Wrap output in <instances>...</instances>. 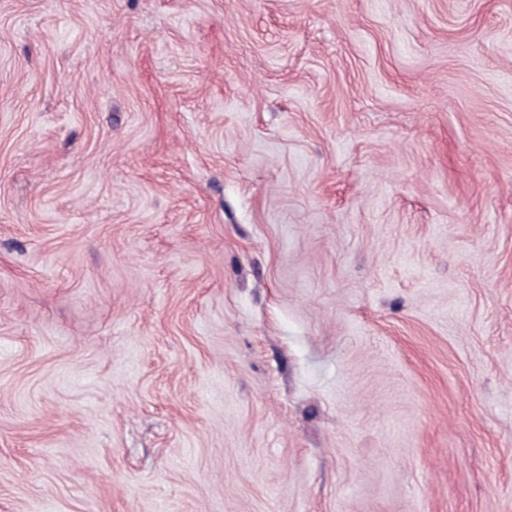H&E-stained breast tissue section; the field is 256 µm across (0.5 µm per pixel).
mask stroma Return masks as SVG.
<instances>
[{
	"mask_svg": "<svg viewBox=\"0 0 512 512\" xmlns=\"http://www.w3.org/2000/svg\"><path fill=\"white\" fill-rule=\"evenodd\" d=\"M0 512H512V0H0Z\"/></svg>",
	"mask_w": 512,
	"mask_h": 512,
	"instance_id": "35a3bbf8",
	"label": "stroma"
}]
</instances>
